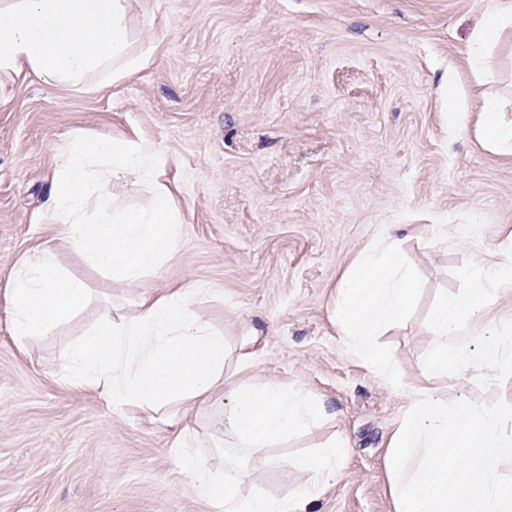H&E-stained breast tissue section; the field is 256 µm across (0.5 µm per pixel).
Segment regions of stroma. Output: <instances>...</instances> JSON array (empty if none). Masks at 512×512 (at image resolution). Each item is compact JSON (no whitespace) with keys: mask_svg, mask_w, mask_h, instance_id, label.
I'll return each mask as SVG.
<instances>
[{"mask_svg":"<svg viewBox=\"0 0 512 512\" xmlns=\"http://www.w3.org/2000/svg\"><path fill=\"white\" fill-rule=\"evenodd\" d=\"M512 0H136L128 26L155 41L149 67L99 92L0 74V512H217L139 407H108L59 380L67 344L109 304L111 284L43 214L59 155L103 137L145 139L184 220L153 288L199 289L203 317L235 340L262 329L247 379L280 378L319 398L324 418L252 460L242 496L305 483L295 458L338 440L334 470L301 512H395L390 444L412 389L491 403L512 391V332L481 355V323L446 372L421 376L432 307L461 269L512 260V155L478 139L487 97L512 103V31L476 68L483 18ZM469 112L448 115V84ZM462 224L482 225L460 240ZM418 278L414 304L376 336L374 372L334 318L343 278L386 237ZM50 243L100 295L57 336L19 348L8 281Z\"/></svg>","mask_w":512,"mask_h":512,"instance_id":"1","label":"stroma"}]
</instances>
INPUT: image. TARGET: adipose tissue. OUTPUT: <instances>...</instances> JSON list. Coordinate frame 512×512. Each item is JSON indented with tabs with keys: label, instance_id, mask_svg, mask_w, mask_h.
Here are the masks:
<instances>
[{
	"label": "adipose tissue",
	"instance_id": "obj_1",
	"mask_svg": "<svg viewBox=\"0 0 512 512\" xmlns=\"http://www.w3.org/2000/svg\"><path fill=\"white\" fill-rule=\"evenodd\" d=\"M132 0H0V72L30 71L47 84L103 90L146 68L150 43L133 40L126 18ZM160 155L142 142L103 138L58 158L46 207L49 223L76 244L109 281L139 289L133 313L105 317L64 352V383L98 392L113 408L141 405L174 430L178 458L197 492L221 512H291L289 499L244 497L251 455L315 426L322 403L282 381L238 382L255 355L260 335L251 330L228 345L196 308L191 293L148 289L176 250L182 234L179 207L157 187ZM154 193L144 207L127 205L133 188ZM399 244L387 238L359 260L339 289L335 319L365 363L380 373L389 356L375 338L411 305L417 281L398 259ZM469 294L440 298L431 317L436 345L423 365L424 377L446 370L451 354L469 345L467 322L485 304L512 288V267L464 268ZM12 334L19 345L49 339L94 297L69 276L50 244L31 251L10 277ZM207 415L206 430L198 418ZM237 448L227 475L203 465L200 440Z\"/></svg>",
	"mask_w": 512,
	"mask_h": 512
}]
</instances>
